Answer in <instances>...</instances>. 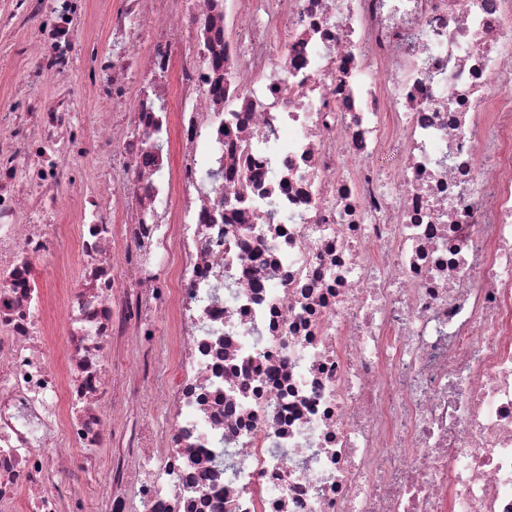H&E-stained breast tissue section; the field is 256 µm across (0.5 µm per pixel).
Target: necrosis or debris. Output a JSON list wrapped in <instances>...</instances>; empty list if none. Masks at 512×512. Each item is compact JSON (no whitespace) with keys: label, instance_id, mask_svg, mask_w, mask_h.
<instances>
[{"label":"necrosis or debris","instance_id":"necrosis-or-debris-1","mask_svg":"<svg viewBox=\"0 0 512 512\" xmlns=\"http://www.w3.org/2000/svg\"><path fill=\"white\" fill-rule=\"evenodd\" d=\"M31 25L0 99V506L67 512L48 476L112 446L105 349L161 298L168 381L124 374L169 424L139 420L106 512H512V0H0Z\"/></svg>","mask_w":512,"mask_h":512}]
</instances>
